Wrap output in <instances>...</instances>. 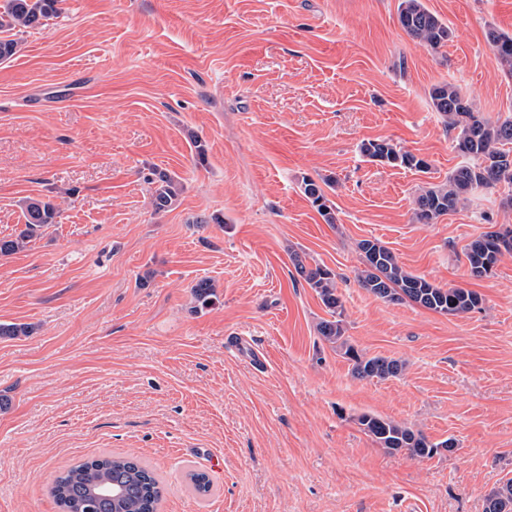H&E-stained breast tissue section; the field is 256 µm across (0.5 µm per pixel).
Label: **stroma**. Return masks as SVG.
<instances>
[{
	"mask_svg": "<svg viewBox=\"0 0 512 512\" xmlns=\"http://www.w3.org/2000/svg\"><path fill=\"white\" fill-rule=\"evenodd\" d=\"M422 2L450 30L441 47L406 34L400 0H63L45 25L8 31L0 238L23 229L26 199L59 214L0 257V323L33 327L0 338V512H59V472L108 455L155 471L160 512H484L512 479V255L482 279L467 260L512 225V184L414 217L462 162L432 86L512 116V72L486 39L512 34V0ZM376 138L429 170L368 161L360 145ZM155 168L182 183L159 214ZM306 176L334 179L333 222ZM367 238L480 308L377 298L357 279ZM295 253L335 273L347 339L400 375L353 376L317 332L328 312ZM203 277L206 307L191 293ZM364 413L457 448L387 453ZM301 188L305 197L312 203L318 213L325 218L327 222H333L331 206L328 205L329 199L321 183L308 177H303Z\"/></svg>",
	"mask_w": 512,
	"mask_h": 512,
	"instance_id": "1",
	"label": "stroma"
}]
</instances>
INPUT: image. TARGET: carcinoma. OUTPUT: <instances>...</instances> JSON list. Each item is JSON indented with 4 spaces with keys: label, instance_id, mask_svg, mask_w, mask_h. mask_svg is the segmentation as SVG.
<instances>
[{
    "label": "carcinoma",
    "instance_id": "1",
    "mask_svg": "<svg viewBox=\"0 0 512 512\" xmlns=\"http://www.w3.org/2000/svg\"><path fill=\"white\" fill-rule=\"evenodd\" d=\"M58 0H6L0 11V31L30 28L58 14ZM399 22L416 42L438 47L448 41V25L431 13L422 0H401ZM494 61L512 71V35L494 28L487 33ZM434 111L445 125L457 131L454 149L475 163L463 164L450 173L448 180L429 187L415 199V216L422 224L454 210L462 199L480 188L512 183V117L491 122L475 112L470 101L451 84H436L430 91ZM361 153L369 161L393 167L425 171L429 163L413 153L402 151L386 139L362 142ZM152 203L155 212H165L174 204L180 191L177 177L165 171L155 172ZM308 177L302 178L301 188L327 223H333L331 206L324 187ZM25 228L18 234L0 238V256H9L25 250L31 241L49 225L56 223L57 211L49 201L28 199L24 202ZM363 256L358 273L361 287L386 301H409L427 310L447 316H460L479 308L481 297L462 287L444 288L421 275L407 271L396 255L377 239H363L359 243ZM512 254V226L482 234L468 248L470 275L476 278L492 274L506 255ZM297 273L312 288L331 315L317 325L319 335L342 351L352 363V374L358 379H387L398 376L404 364L387 357H367L361 354L345 336L342 303L337 294L336 275L324 265L306 266L295 259ZM196 301L209 303L215 296V284L208 278L198 280L191 289ZM358 424L374 442L386 452H405L414 459L431 458L445 450L455 451V444L447 439L431 442L412 427L374 414L358 417ZM105 483L120 486L123 495L118 499H101L93 512H157L163 487L156 475L133 457L96 458L81 462L62 472L51 487L62 512H79L78 505L87 495ZM484 512H512V479L492 490L485 497Z\"/></svg>",
    "mask_w": 512,
    "mask_h": 512
}]
</instances>
